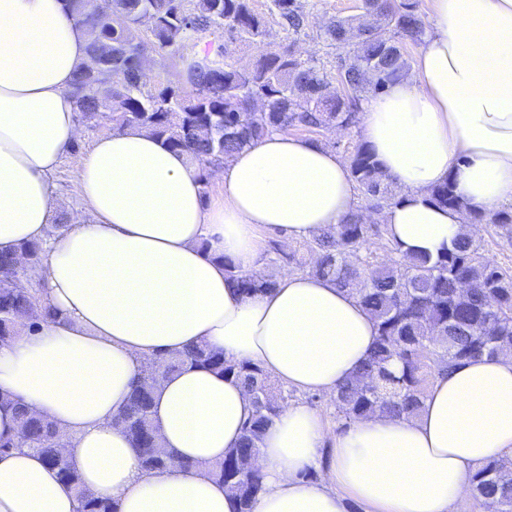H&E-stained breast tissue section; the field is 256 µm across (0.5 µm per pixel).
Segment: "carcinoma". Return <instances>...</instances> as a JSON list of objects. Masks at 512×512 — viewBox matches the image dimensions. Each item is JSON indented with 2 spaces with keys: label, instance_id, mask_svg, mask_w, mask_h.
<instances>
[{
  "label": "carcinoma",
  "instance_id": "1",
  "mask_svg": "<svg viewBox=\"0 0 512 512\" xmlns=\"http://www.w3.org/2000/svg\"><path fill=\"white\" fill-rule=\"evenodd\" d=\"M67 5L82 25L97 31L75 75L79 120L106 117L116 129L147 128L169 147L185 152L204 182L211 169L268 133L357 124L366 94L378 95L405 76L411 63L408 49L421 44L427 32L420 0H364V13L375 14L379 24L370 27L355 16L331 20L317 37L334 49V56L310 63L296 49L300 36L308 35L307 0H266L265 16L254 11L250 0H67ZM146 14L152 17L149 41L174 54L184 56L199 38L226 34L264 51L241 67L225 56L219 43L202 55L185 56L181 81L148 89L139 65L144 50L139 21ZM270 19L288 33V42L268 51ZM101 66L112 81L108 98L95 89ZM349 167L366 208L383 209L395 202L391 182L366 144L354 147ZM430 201L463 209L450 180L431 190ZM468 221L511 227L512 211L470 212ZM369 231L359 211L307 244L315 256L309 271L355 293L377 326L367 361L333 396L336 412L351 421L376 412L412 416L421 408L429 378L445 368L512 354V272L487 262L476 240L465 235L435 260L399 253L388 263L374 265L360 255ZM45 254L43 242L0 253V341L33 331L54 315L42 304L35 277ZM224 266L246 295L275 286L272 274L242 277L231 263ZM395 363L400 365L397 372L392 370ZM159 366L160 378L135 380L117 416L143 467L160 470L173 462V454L152 438L153 399L161 379L187 366L233 375L252 397L254 414L237 447L212 466L211 475L237 495L238 512H251L263 488V475L253 461L280 411L268 374L253 364H228L224 353L204 345L170 354ZM2 404L13 408L25 444L0 441V452L39 446L41 457L74 490L75 512H116L114 505L84 487L70 462L58 461L55 449L66 447L67 441L51 422L18 400L0 396ZM470 487L476 500L497 503L498 512H512V468L504 467L503 460L486 462L472 475Z\"/></svg>",
  "mask_w": 512,
  "mask_h": 512
}]
</instances>
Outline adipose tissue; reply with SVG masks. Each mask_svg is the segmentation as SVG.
<instances>
[{
    "label": "adipose tissue",
    "mask_w": 512,
    "mask_h": 512,
    "mask_svg": "<svg viewBox=\"0 0 512 512\" xmlns=\"http://www.w3.org/2000/svg\"><path fill=\"white\" fill-rule=\"evenodd\" d=\"M88 39L65 0H0V252L41 241L59 214L48 177L78 138L75 72ZM363 142L399 189L383 222L403 254L438 257L467 227L429 201L453 181L468 209L512 204V0H430L411 73L364 101ZM205 196L196 165L150 131L101 135L77 177L86 202L39 275L56 314L0 344V395L67 439L83 483L117 512H235L209 474L253 413L234 377L185 367L155 393L153 424L176 464L146 471L116 417L159 356L205 343L286 385L335 393L367 360L376 322L355 295L311 273L242 294L232 261L260 273L257 230L296 242L357 210L345 161L278 132L251 141ZM512 458V356L437 375L418 414L375 413L330 432L302 404L282 407L255 465L252 512H452L471 475ZM320 470L309 482L304 474ZM72 488L36 454H0V512H74Z\"/></svg>",
    "instance_id": "obj_1"
}]
</instances>
